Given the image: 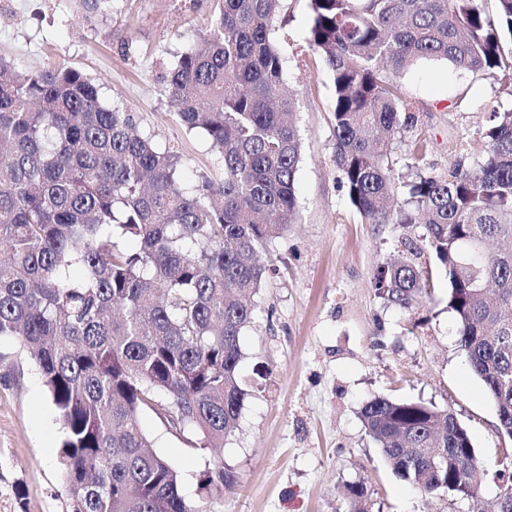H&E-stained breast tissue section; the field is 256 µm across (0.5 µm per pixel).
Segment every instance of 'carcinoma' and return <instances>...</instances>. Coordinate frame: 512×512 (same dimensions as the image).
<instances>
[{
  "label": "carcinoma",
  "instance_id": "carcinoma-1",
  "mask_svg": "<svg viewBox=\"0 0 512 512\" xmlns=\"http://www.w3.org/2000/svg\"><path fill=\"white\" fill-rule=\"evenodd\" d=\"M206 48L187 46L164 79L173 114L206 134L218 176L182 185L180 156L100 101L77 70L0 58V337L29 353L63 426L60 463L73 512H217L233 485L219 455L253 386L240 336L270 249L294 223L303 157L296 99L281 93L275 22L286 0H215ZM309 0V49L333 82V165L371 224H422L409 258L374 287L410 309L430 295L426 251L448 281L458 344L512 428V108L490 113L481 159L445 170L386 164L391 136L417 123L397 78L445 60L512 87V0ZM403 205L390 207L398 185ZM163 413L214 452L196 503L153 450L140 414ZM392 473L425 494L461 493L480 461L449 408L378 395L359 408ZM348 512H369L361 485ZM488 512H512L504 488Z\"/></svg>",
  "mask_w": 512,
  "mask_h": 512
}]
</instances>
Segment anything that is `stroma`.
<instances>
[{"instance_id":"stroma-1","label":"stroma","mask_w":512,"mask_h":512,"mask_svg":"<svg viewBox=\"0 0 512 512\" xmlns=\"http://www.w3.org/2000/svg\"><path fill=\"white\" fill-rule=\"evenodd\" d=\"M213 0H0V56L25 68L64 64L130 112L138 129L178 153L186 185L218 161L207 138L170 114L165 75L187 41L203 36ZM282 47L285 87L297 99L303 159L296 173L299 220L277 239L255 316L240 338L244 380L261 384L246 400L236 435L225 442L219 512H346L344 484H363L370 512H476L500 491L497 461L512 440L496 431L495 407L469 371L448 308L447 280L435 273L434 300L408 311L374 288L381 263L419 239L418 224H371L351 206L332 163L333 86L308 49L307 0H287ZM418 118L392 141L396 170L410 163L447 167L460 151L479 152L477 131L512 96L488 75L443 60L421 61L399 79ZM376 395L451 408L482 462L477 498L424 495L396 478L358 416ZM141 426L196 500L212 459L197 433L180 432L153 411ZM61 426L41 377L14 339H0V512H71L58 464Z\"/></svg>"}]
</instances>
